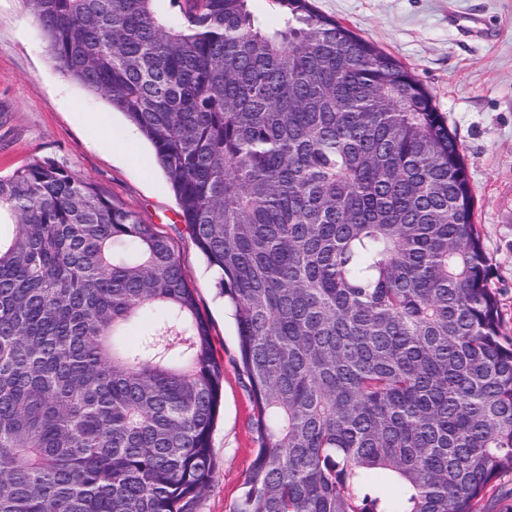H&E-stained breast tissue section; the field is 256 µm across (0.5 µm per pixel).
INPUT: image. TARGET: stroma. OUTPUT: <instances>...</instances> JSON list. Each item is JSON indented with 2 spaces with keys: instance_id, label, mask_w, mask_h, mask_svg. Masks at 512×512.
<instances>
[{
  "instance_id": "1",
  "label": "stroma",
  "mask_w": 512,
  "mask_h": 512,
  "mask_svg": "<svg viewBox=\"0 0 512 512\" xmlns=\"http://www.w3.org/2000/svg\"><path fill=\"white\" fill-rule=\"evenodd\" d=\"M429 90L463 148L491 286L512 336V0H313ZM153 149L126 116L59 70L26 0H0V176L49 159L134 211L169 243L224 369L215 474L194 512H235L258 446L238 336Z\"/></svg>"
}]
</instances>
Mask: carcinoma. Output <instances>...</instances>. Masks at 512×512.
Segmentation results:
<instances>
[{
    "label": "carcinoma",
    "instance_id": "carcinoma-1",
    "mask_svg": "<svg viewBox=\"0 0 512 512\" xmlns=\"http://www.w3.org/2000/svg\"><path fill=\"white\" fill-rule=\"evenodd\" d=\"M156 2L28 0L220 275L259 434L237 512H480L512 470V338L432 95L311 0H264L273 27ZM2 210L0 512H193L223 372L167 241L48 159Z\"/></svg>",
    "mask_w": 512,
    "mask_h": 512
}]
</instances>
